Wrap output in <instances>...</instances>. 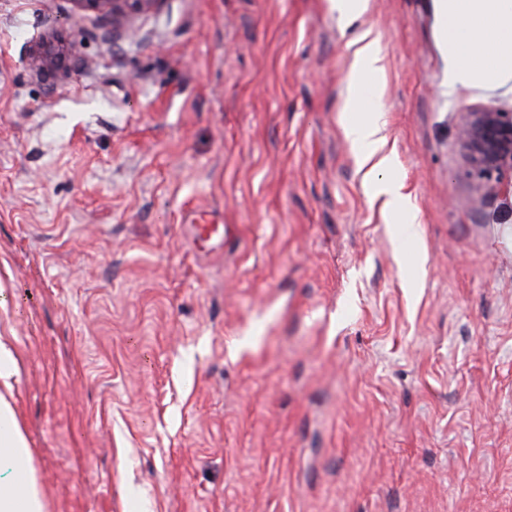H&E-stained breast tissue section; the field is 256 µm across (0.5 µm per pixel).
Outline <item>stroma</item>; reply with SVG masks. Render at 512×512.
Segmentation results:
<instances>
[{
    "label": "stroma",
    "instance_id": "35a3bbf8",
    "mask_svg": "<svg viewBox=\"0 0 512 512\" xmlns=\"http://www.w3.org/2000/svg\"><path fill=\"white\" fill-rule=\"evenodd\" d=\"M135 26L0 0V333L46 512H512V195L456 138L512 79H451L438 0ZM365 30L391 207L340 121ZM200 208L223 239L195 242ZM63 58V50L59 48L51 36H46L30 57L33 71L44 72L59 67Z\"/></svg>",
    "mask_w": 512,
    "mask_h": 512
}]
</instances>
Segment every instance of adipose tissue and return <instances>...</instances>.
<instances>
[{
  "instance_id": "adipose-tissue-1",
  "label": "adipose tissue",
  "mask_w": 512,
  "mask_h": 512,
  "mask_svg": "<svg viewBox=\"0 0 512 512\" xmlns=\"http://www.w3.org/2000/svg\"><path fill=\"white\" fill-rule=\"evenodd\" d=\"M448 43V62L461 84H490L512 78V0H440ZM340 112L345 137L358 149L359 163L388 168L390 156L379 120L359 115V93L376 73L378 58L368 43H358ZM16 360L9 337L0 335V512H45L32 475L31 454L8 401L14 389Z\"/></svg>"
}]
</instances>
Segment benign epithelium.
<instances>
[{"instance_id":"benign-epithelium-1","label":"benign epithelium","mask_w":512,"mask_h":512,"mask_svg":"<svg viewBox=\"0 0 512 512\" xmlns=\"http://www.w3.org/2000/svg\"><path fill=\"white\" fill-rule=\"evenodd\" d=\"M80 10H93L112 18V26L123 30L113 35L129 36V24L161 0H71ZM63 50L45 37L30 57V67L44 72L59 67ZM458 145L466 160L465 176L488 195L512 194V111L493 107L470 108L460 112Z\"/></svg>"}]
</instances>
